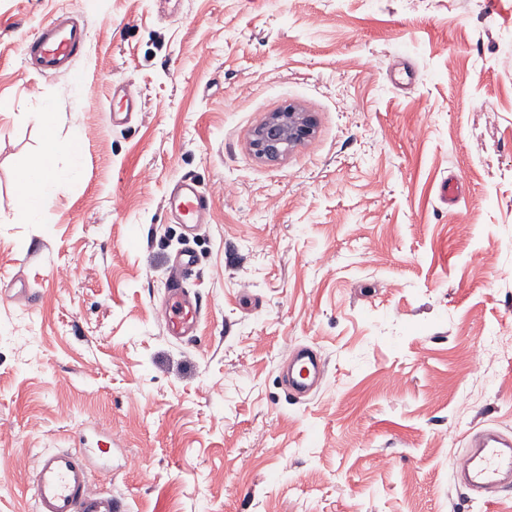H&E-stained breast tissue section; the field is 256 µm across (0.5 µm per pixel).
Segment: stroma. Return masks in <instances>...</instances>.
<instances>
[{"instance_id": "obj_1", "label": "stroma", "mask_w": 512, "mask_h": 512, "mask_svg": "<svg viewBox=\"0 0 512 512\" xmlns=\"http://www.w3.org/2000/svg\"><path fill=\"white\" fill-rule=\"evenodd\" d=\"M64 10L87 41L49 77L24 43ZM118 83L141 101L121 125ZM289 104L315 131L263 162L251 133ZM45 108L82 130L81 173L22 224ZM182 177L213 200L191 341L160 313ZM491 336H512V0H0V512H33L36 455L78 432L130 512H512L451 472L470 432L512 434V358L468 368ZM299 344L325 361L304 402L280 378Z\"/></svg>"}]
</instances>
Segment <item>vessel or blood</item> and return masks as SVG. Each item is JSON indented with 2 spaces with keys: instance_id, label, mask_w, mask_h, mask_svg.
<instances>
[{
  "instance_id": "b4317fda",
  "label": "vessel or blood",
  "mask_w": 512,
  "mask_h": 512,
  "mask_svg": "<svg viewBox=\"0 0 512 512\" xmlns=\"http://www.w3.org/2000/svg\"><path fill=\"white\" fill-rule=\"evenodd\" d=\"M84 45V28L62 13L25 44L24 52L32 67L50 76L72 71ZM112 94L118 99L114 115L138 109L140 100L130 85L115 87ZM166 209L173 221L189 229L211 219L209 196L189 178H180L172 185ZM161 310L169 336L179 340L195 336L201 306L179 281L171 282ZM286 370L287 392L293 398L311 393L324 374L319 353L305 346L289 353ZM451 469L456 481L477 498L512 485V439L492 430L480 432L453 459ZM29 490L34 512H126L120 498L91 489L84 459L66 448L47 451L36 458Z\"/></svg>"
}]
</instances>
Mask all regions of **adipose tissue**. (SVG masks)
Masks as SVG:
<instances>
[{
  "label": "adipose tissue",
  "mask_w": 512,
  "mask_h": 512,
  "mask_svg": "<svg viewBox=\"0 0 512 512\" xmlns=\"http://www.w3.org/2000/svg\"><path fill=\"white\" fill-rule=\"evenodd\" d=\"M35 118L45 132V148L39 162L20 171L17 181L20 191L17 197L18 216L22 223L39 224L43 221L46 204L63 181L75 178L79 173L77 163L81 135L72 132L67 141L55 136L53 112L36 113ZM68 156V166H59L60 156Z\"/></svg>",
  "instance_id": "ef3b65f1"
}]
</instances>
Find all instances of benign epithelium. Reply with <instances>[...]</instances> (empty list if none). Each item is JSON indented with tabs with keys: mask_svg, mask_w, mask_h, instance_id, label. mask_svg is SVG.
Listing matches in <instances>:
<instances>
[{
	"mask_svg": "<svg viewBox=\"0 0 512 512\" xmlns=\"http://www.w3.org/2000/svg\"><path fill=\"white\" fill-rule=\"evenodd\" d=\"M315 130L312 116L286 105L272 112L251 133V146L255 155L266 161L276 162L297 144L311 137Z\"/></svg>",
	"mask_w": 512,
	"mask_h": 512,
	"instance_id": "1",
	"label": "benign epithelium"
}]
</instances>
